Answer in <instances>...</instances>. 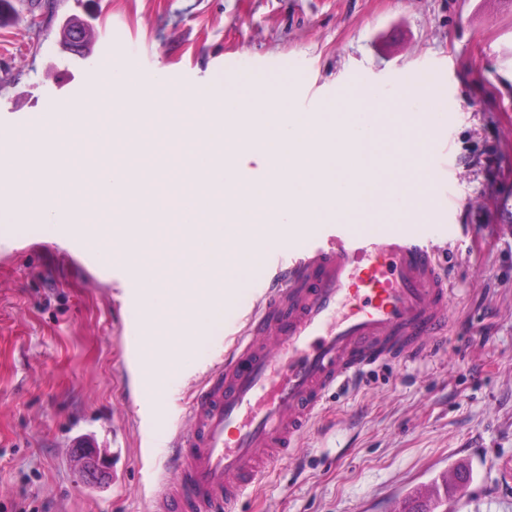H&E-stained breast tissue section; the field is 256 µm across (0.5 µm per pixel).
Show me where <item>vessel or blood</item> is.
<instances>
[{
	"instance_id": "1",
	"label": "vessel or blood",
	"mask_w": 512,
	"mask_h": 512,
	"mask_svg": "<svg viewBox=\"0 0 512 512\" xmlns=\"http://www.w3.org/2000/svg\"><path fill=\"white\" fill-rule=\"evenodd\" d=\"M68 239L97 264L98 245ZM450 292L437 247L399 229L345 224L302 248L280 242L259 302L170 438L174 476L156 512H235L337 386L444 334Z\"/></svg>"
}]
</instances>
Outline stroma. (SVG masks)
Returning <instances> with one entry per match:
<instances>
[{"label":"stroma","instance_id":"stroma-1","mask_svg":"<svg viewBox=\"0 0 512 512\" xmlns=\"http://www.w3.org/2000/svg\"><path fill=\"white\" fill-rule=\"evenodd\" d=\"M0 24V130L69 112L109 72L142 93L256 98L287 88L286 109L349 103L365 74L383 99L398 76L438 69L433 112L413 156L393 151L412 193L409 233L439 248L453 291L448 333L376 366L330 395L292 456L275 462L238 512H397L458 464L469 499L512 512V0H16ZM90 22L86 57L62 24ZM256 71L246 87L237 70ZM132 275L119 260L83 265L40 224L0 229V512H154L163 459L151 423L184 424L213 368L209 339L165 370L160 394L139 379L147 328L128 346ZM101 449L106 475L81 480L79 448Z\"/></svg>","mask_w":512,"mask_h":512}]
</instances>
